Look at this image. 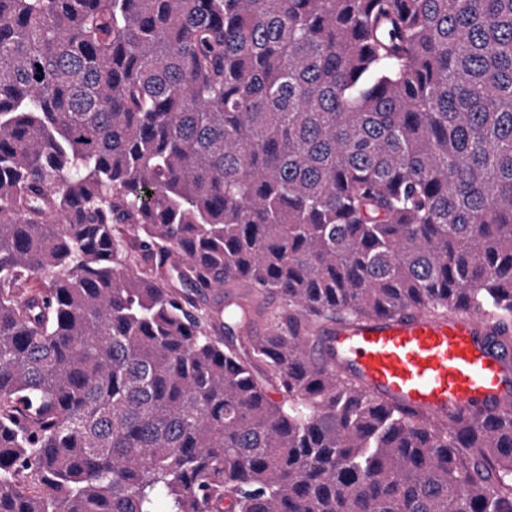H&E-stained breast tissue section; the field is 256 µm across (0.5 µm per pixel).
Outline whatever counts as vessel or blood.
I'll return each instance as SVG.
<instances>
[{"instance_id": "1", "label": "vessel or blood", "mask_w": 512, "mask_h": 512, "mask_svg": "<svg viewBox=\"0 0 512 512\" xmlns=\"http://www.w3.org/2000/svg\"><path fill=\"white\" fill-rule=\"evenodd\" d=\"M315 356L382 401L439 423L490 417L512 400V348L469 310L413 307L340 321Z\"/></svg>"}]
</instances>
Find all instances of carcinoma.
<instances>
[{
  "instance_id": "obj_1",
  "label": "carcinoma",
  "mask_w": 512,
  "mask_h": 512,
  "mask_svg": "<svg viewBox=\"0 0 512 512\" xmlns=\"http://www.w3.org/2000/svg\"><path fill=\"white\" fill-rule=\"evenodd\" d=\"M410 306L512 346V0H0V512H512L313 357Z\"/></svg>"
}]
</instances>
